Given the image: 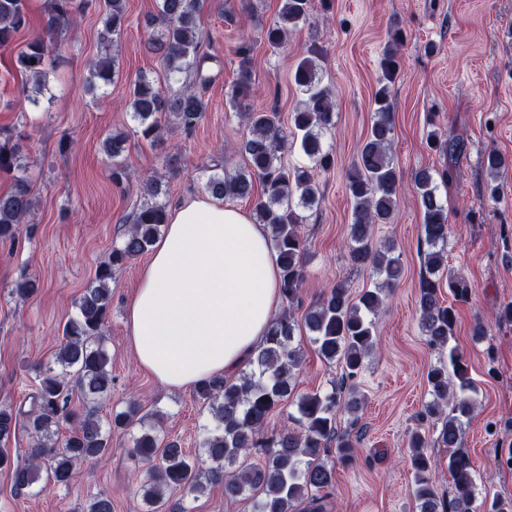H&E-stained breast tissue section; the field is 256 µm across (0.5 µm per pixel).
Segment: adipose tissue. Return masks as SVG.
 I'll use <instances>...</instances> for the list:
<instances>
[{"mask_svg": "<svg viewBox=\"0 0 512 512\" xmlns=\"http://www.w3.org/2000/svg\"><path fill=\"white\" fill-rule=\"evenodd\" d=\"M280 303L266 226L204 195L169 211L128 306L125 330L157 382L190 388L244 366Z\"/></svg>", "mask_w": 512, "mask_h": 512, "instance_id": "1", "label": "adipose tissue"}]
</instances>
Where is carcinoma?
<instances>
[{
    "label": "carcinoma",
    "mask_w": 512,
    "mask_h": 512,
    "mask_svg": "<svg viewBox=\"0 0 512 512\" xmlns=\"http://www.w3.org/2000/svg\"><path fill=\"white\" fill-rule=\"evenodd\" d=\"M90 0H49L48 18L41 34L29 39L16 56L15 65L25 83L22 93L37 107L49 91V75L63 55L57 38L68 28L72 16L89 7ZM204 0H158L157 32L148 36L146 50L158 57L167 79L175 83L191 76L193 83L176 90L165 89L154 78L140 74L131 83L128 107L134 122L132 136L152 146L164 142V130L174 124L192 134L207 111L201 88L211 81L205 65L199 17ZM312 0H281L277 18L264 29L265 43L280 48L288 33L306 23ZM103 39L120 36L127 23L125 0H104ZM31 26L28 0H0V47H8L16 35ZM402 32L394 31L380 62L383 78L373 97L374 118L356 158L346 173V191L352 207L347 243L353 267L372 269L383 280L353 298L349 286L338 283L302 308L301 290L306 276L309 244L302 232L301 211L318 202L317 172L336 166V155L324 138L335 126L332 89L319 75L320 51L311 50L297 64L293 81L302 95L290 115L291 130L280 124L274 112L249 106L254 74L253 47L243 41L237 49L236 78L228 94L230 107L247 129L242 152L244 167L233 173L224 164L202 167L204 189L213 198L229 201L253 200L254 220L269 230V247L280 268L283 309L272 319L262 347L249 361L252 369L234 378L214 377L197 384L195 399L211 414L213 424L203 428L199 447L209 461L202 469L181 444L158 434L156 424L140 417L142 405L136 399L125 402L123 410L102 417L98 405L112 386L109 366L112 355L103 333L112 312V282L115 274L135 258L147 253L168 222L167 203L160 200L167 188L162 178L149 176L140 185L132 221L120 243L112 245L85 293L76 303L77 313L66 321L54 364L40 372L29 405L0 407V469L11 470L14 487L22 491L45 480L42 488L67 487L75 481L80 467L107 457L112 431L140 425L132 457L143 482L148 512H189L183 496L197 497L208 485L224 486L229 497L254 500L255 512H323L324 501L335 487V463L352 459L353 418L341 429L337 412L356 413L361 404L356 378L376 345L375 318L386 297L403 273L396 246L373 245V229L388 224L396 209L401 176L391 158L394 140V101L390 83L399 67L397 47ZM119 60L106 54L88 65L87 82L93 88L112 85L119 74ZM29 139L23 127L0 130V175L10 177L8 190L0 192V242L15 244L23 225L32 215L34 201L28 166L23 162L21 144ZM129 136L116 134L103 142V152L112 161V182L128 181L125 152ZM429 144L454 154L460 143L443 141L437 131L428 134ZM298 148L307 160L289 166L282 154L288 146ZM488 173L496 175L512 159L490 151L483 160ZM414 189L423 214L425 274L419 281V324L432 347L448 351L428 372L432 400L424 418L432 422L433 439L417 428L409 437L413 469L412 495L420 512H473L476 484L469 457L455 450L462 425L475 408L472 392L475 380L458 346L451 344L456 324L455 305L469 300L467 279L448 269V208L438 194L435 171L415 172ZM38 280L21 274L10 294L26 298L35 293ZM448 287L452 301L442 298ZM301 315H296V312ZM306 331L318 356L328 364H340L342 374L330 389L307 392L296 400L293 425L280 431L268 429L277 407L295 392V380L303 362L295 336ZM81 404H73V395ZM22 428L36 438L27 450L25 463L11 458L4 447ZM450 449L448 472L453 478L452 499L438 491L435 468L428 453L430 444ZM252 453L264 455L262 464H246ZM181 492L173 499L171 492Z\"/></svg>",
    "instance_id": "cac0c4a2"
}]
</instances>
